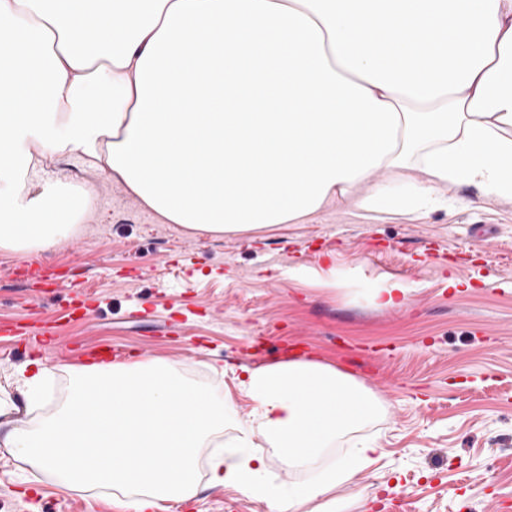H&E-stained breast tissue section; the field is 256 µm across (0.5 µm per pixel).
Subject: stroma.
<instances>
[{
  "mask_svg": "<svg viewBox=\"0 0 512 512\" xmlns=\"http://www.w3.org/2000/svg\"><path fill=\"white\" fill-rule=\"evenodd\" d=\"M50 179L90 189L73 237L36 250L0 249V325L56 330L61 343H109L127 361L172 366L189 383L236 391L241 366L269 351L336 366L365 384L383 410L364 426L378 455L347 493L365 512H512V205L448 190L447 206L363 217L329 206L304 224L213 237L165 224L110 182L102 162L46 158ZM403 282V304L369 294ZM90 300L91 311L79 310ZM0 335V387L16 403L14 427L32 428L66 404L80 368L63 354ZM48 375L27 406L29 361ZM223 365V374L210 366ZM161 512H269L265 502L208 484ZM0 512H128L110 491L69 492L53 476L0 452Z\"/></svg>",
  "mask_w": 512,
  "mask_h": 512,
  "instance_id": "35a3bbf8",
  "label": "stroma"
}]
</instances>
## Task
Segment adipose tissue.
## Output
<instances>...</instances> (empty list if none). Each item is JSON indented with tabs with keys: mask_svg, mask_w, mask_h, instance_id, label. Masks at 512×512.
<instances>
[{
	"mask_svg": "<svg viewBox=\"0 0 512 512\" xmlns=\"http://www.w3.org/2000/svg\"><path fill=\"white\" fill-rule=\"evenodd\" d=\"M37 151L105 162L164 221L212 236L334 202L421 212L452 186L512 203V0H0V173L15 177L0 249L49 246L83 212L86 193L33 182ZM380 410L321 362L243 367L233 393L117 362L82 368L70 403L0 448L133 512L193 497L208 447L211 486L270 512H352L360 497L332 493L374 449L330 451ZM260 439L300 481L266 480Z\"/></svg>",
	"mask_w": 512,
	"mask_h": 512,
	"instance_id": "adipose-tissue-1",
	"label": "adipose tissue"
}]
</instances>
